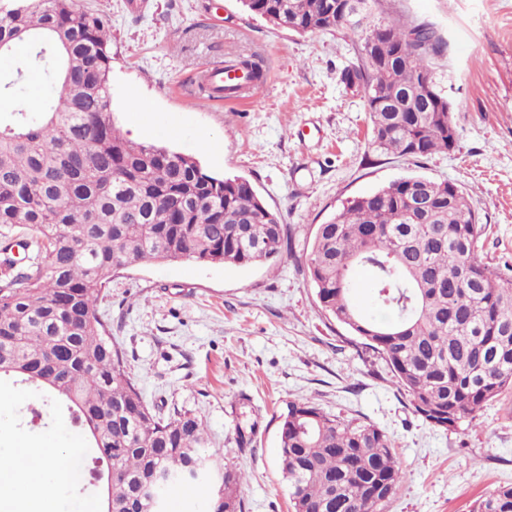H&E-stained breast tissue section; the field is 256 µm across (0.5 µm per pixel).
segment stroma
Listing matches in <instances>:
<instances>
[{
  "mask_svg": "<svg viewBox=\"0 0 512 512\" xmlns=\"http://www.w3.org/2000/svg\"><path fill=\"white\" fill-rule=\"evenodd\" d=\"M111 25L112 113L124 135L193 154L217 177L251 182L293 231V251L249 267L192 259L118 270L97 315L124 351L157 413L188 412L210 447L247 476L244 512H291L278 461L279 417L310 400L372 422L395 443L404 472L384 512H472L493 488L512 484V393L488 402L452 431L414 412L386 362L323 315L303 269L317 224L347 200L401 177L456 183L484 225L479 253L512 278V0H378L374 18L432 25L446 44L427 72L452 104L458 145L414 159L376 151L360 93L341 71L361 63L358 30L298 34L271 25L241 0H80ZM262 59L253 96L228 102L198 89L202 67ZM22 73L25 103L45 100L42 71L0 56ZM28 384L0 378V452L21 441L64 446L79 433L68 411L32 420ZM257 425L239 450L237 432ZM89 446L71 455L53 512L99 496L86 478Z\"/></svg>",
  "mask_w": 512,
  "mask_h": 512,
  "instance_id": "35a3bbf8",
  "label": "stroma"
}]
</instances>
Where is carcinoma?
I'll return each instance as SVG.
<instances>
[{"mask_svg":"<svg viewBox=\"0 0 512 512\" xmlns=\"http://www.w3.org/2000/svg\"><path fill=\"white\" fill-rule=\"evenodd\" d=\"M256 16L298 33L346 28L351 0H241ZM362 63L342 70L362 90L371 146L398 156L448 151V99L425 61L444 42L428 24L371 22ZM0 43H26L44 66V108L24 104L22 74L0 76L18 103L0 122V375L59 400L84 426L106 483L103 512H154L153 478L182 479L212 463L209 512H243L239 469L205 452L206 425L185 412L163 417L143 400L96 308L114 273L147 261L195 258L245 267L291 252L288 225L242 177H215L188 153L127 140L111 111L109 24L79 0H0ZM231 66L260 86L262 66ZM422 185L415 218L408 187ZM43 262L14 271L12 229ZM483 231L448 181L402 177L346 202L317 225L304 256L318 308L388 365L414 411L451 430L512 390V280L476 248ZM365 267L387 321L365 314L353 273ZM279 460L293 512H382L404 473L393 439L376 425L291 402L281 416ZM473 512H512L498 486Z\"/></svg>","mask_w":512,"mask_h":512,"instance_id":"carcinoma-1","label":"carcinoma"}]
</instances>
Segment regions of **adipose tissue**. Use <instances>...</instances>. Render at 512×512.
Returning <instances> with one entry per match:
<instances>
[{
  "mask_svg": "<svg viewBox=\"0 0 512 512\" xmlns=\"http://www.w3.org/2000/svg\"><path fill=\"white\" fill-rule=\"evenodd\" d=\"M64 468V457L54 448L1 455L0 504L10 503L11 512H51L52 501L44 490L43 478Z\"/></svg>",
  "mask_w": 512,
  "mask_h": 512,
  "instance_id": "1",
  "label": "adipose tissue"
}]
</instances>
